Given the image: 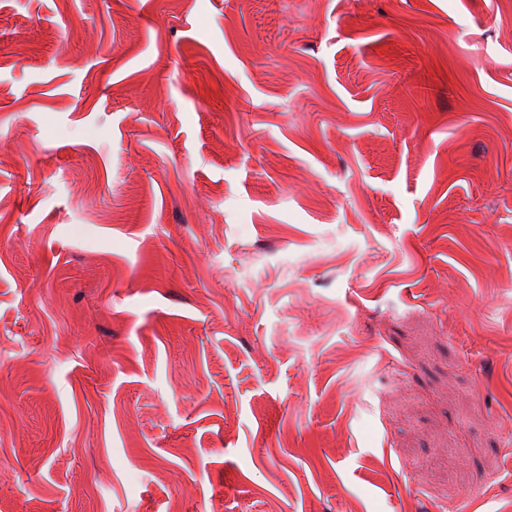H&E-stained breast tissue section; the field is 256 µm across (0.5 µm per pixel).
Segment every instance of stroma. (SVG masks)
Masks as SVG:
<instances>
[{
    "instance_id": "1",
    "label": "stroma",
    "mask_w": 512,
    "mask_h": 512,
    "mask_svg": "<svg viewBox=\"0 0 512 512\" xmlns=\"http://www.w3.org/2000/svg\"><path fill=\"white\" fill-rule=\"evenodd\" d=\"M0 512H512V0H0Z\"/></svg>"
}]
</instances>
